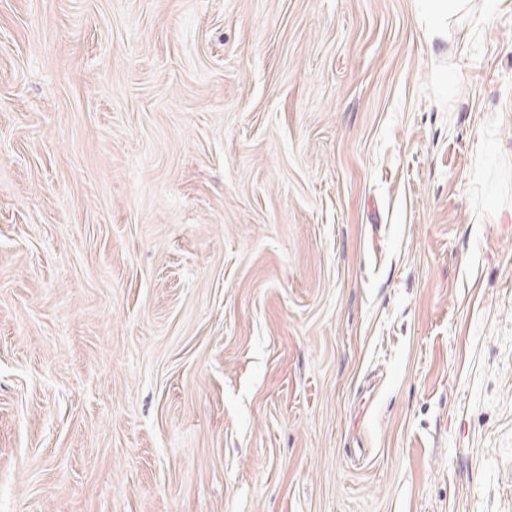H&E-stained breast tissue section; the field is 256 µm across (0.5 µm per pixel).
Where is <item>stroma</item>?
Masks as SVG:
<instances>
[{"instance_id": "1", "label": "stroma", "mask_w": 512, "mask_h": 512, "mask_svg": "<svg viewBox=\"0 0 512 512\" xmlns=\"http://www.w3.org/2000/svg\"><path fill=\"white\" fill-rule=\"evenodd\" d=\"M0 512H512V0H0ZM425 3V11L433 25L434 30L440 29L446 19L459 12L464 5V0H422Z\"/></svg>"}]
</instances>
